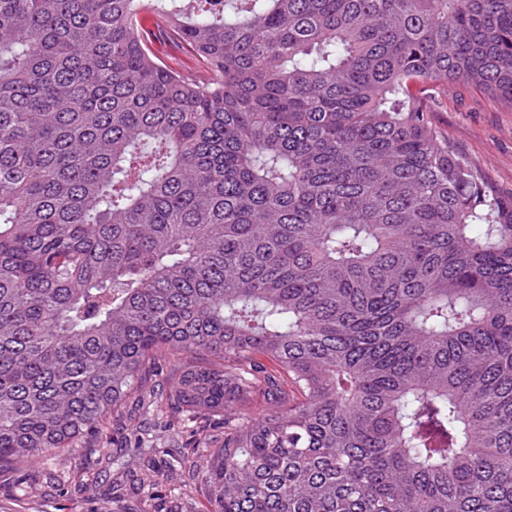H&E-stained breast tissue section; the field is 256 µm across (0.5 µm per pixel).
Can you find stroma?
I'll use <instances>...</instances> for the list:
<instances>
[{"mask_svg": "<svg viewBox=\"0 0 512 512\" xmlns=\"http://www.w3.org/2000/svg\"><path fill=\"white\" fill-rule=\"evenodd\" d=\"M143 24L155 54L170 68L187 78H205L203 61L177 36L160 32L152 13H144ZM430 119L500 195H512V105L458 82L437 92ZM198 434L210 436L216 448L224 441L218 419L148 403L127 406L123 416L105 419L104 451L72 448L40 462L35 475L22 470L0 479V512H212L207 496L181 477L159 490L131 480L143 473L147 460L160 467L190 453Z\"/></svg>", "mask_w": 512, "mask_h": 512, "instance_id": "stroma-1", "label": "stroma"}]
</instances>
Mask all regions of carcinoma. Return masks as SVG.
I'll return each mask as SVG.
<instances>
[{"label": "carcinoma", "mask_w": 512, "mask_h": 512, "mask_svg": "<svg viewBox=\"0 0 512 512\" xmlns=\"http://www.w3.org/2000/svg\"><path fill=\"white\" fill-rule=\"evenodd\" d=\"M461 81L512 105V0H0V473L141 392L224 420L168 462L215 512H512V198L431 123ZM153 19L155 17L149 11L143 13V24L145 29L150 32L149 36L155 54L184 77L205 78L207 70L203 61L192 54L177 36L160 32Z\"/></svg>", "instance_id": "carcinoma-1"}]
</instances>
